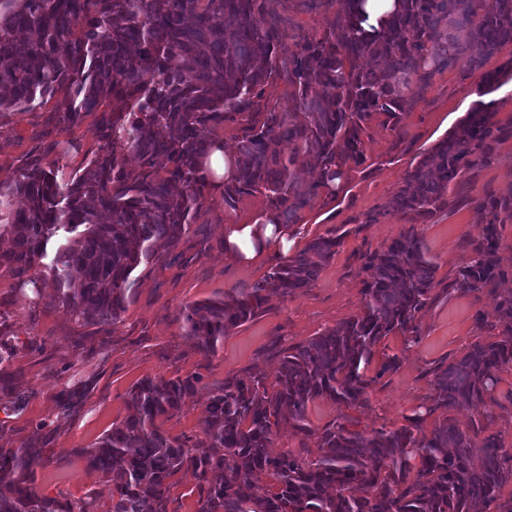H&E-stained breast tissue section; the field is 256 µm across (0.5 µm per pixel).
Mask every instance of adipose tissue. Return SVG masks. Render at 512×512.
Wrapping results in <instances>:
<instances>
[{
	"mask_svg": "<svg viewBox=\"0 0 512 512\" xmlns=\"http://www.w3.org/2000/svg\"><path fill=\"white\" fill-rule=\"evenodd\" d=\"M291 246L287 227L271 223L264 214L248 224L229 223L224 227L227 257L243 264L255 262L273 251L288 254Z\"/></svg>",
	"mask_w": 512,
	"mask_h": 512,
	"instance_id": "obj_1",
	"label": "adipose tissue"
}]
</instances>
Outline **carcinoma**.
Instances as JSON below:
<instances>
[{
    "mask_svg": "<svg viewBox=\"0 0 512 512\" xmlns=\"http://www.w3.org/2000/svg\"><path fill=\"white\" fill-rule=\"evenodd\" d=\"M365 2L0 0V112L31 111L62 92L53 119L68 128L112 99V112L98 119L101 145L82 172L47 169L37 155L0 181V236L11 239L10 249L0 251V268L25 279L56 239L62 245L49 265L56 299L85 326L114 325L132 300L137 269L155 260L159 247L177 248L197 223L208 185L202 158L219 141L218 130L237 140L225 207L261 195L272 223L290 224L318 199L334 196L333 181L366 162L375 119L403 138L400 115L423 99L435 74L462 60L480 69L512 44V0H397L372 32L361 26ZM295 7L322 16V31L290 34ZM473 47L479 54H470ZM368 59L382 68L365 67ZM511 74L512 60L483 73L478 95ZM273 81L287 85L290 110L263 100ZM495 117L492 102L476 101L457 129L406 172L389 207L409 227L364 257L362 314L280 350L269 386L255 376L225 379L211 394L202 439L192 443L162 428L199 376L146 377L131 386L128 414L77 450L88 471L112 482L106 512H167L175 476L184 470L197 479V512H486L500 500L512 482V456L493 436L475 448L450 413L481 404L490 419L497 373L512 367V289L502 288L512 269L500 257L512 191L470 200L480 232L470 241L472 261L447 291L490 294L496 306L492 316H477L487 337L431 372L426 412L447 417L428 433L422 414L370 433L333 422L322 429L312 461L272 450L281 427L308 431L310 401L361 407L370 385L399 369L398 357L386 355L375 376L366 375L377 345L391 334L417 332L419 314L437 298V264L416 225L459 203L450 185L469 181L512 137V124ZM300 156L316 160V180L298 179ZM16 198L23 208H13ZM342 240L332 229L270 266L246 291L185 306L177 316L183 334L202 355L215 354L224 335L265 311L267 292L290 296L310 287ZM24 347L0 320L3 394L12 392L7 368ZM87 392L88 382L78 381L61 408L75 410ZM52 438L43 423L21 446H0V512H96L90 494L62 500L32 487L36 469L51 461ZM262 476L270 483L259 496Z\"/></svg>",
    "mask_w": 512,
    "mask_h": 512,
    "instance_id": "obj_1",
    "label": "carcinoma"
}]
</instances>
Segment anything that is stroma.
I'll list each match as a JSON object with an SVG mask.
<instances>
[{"label":"stroma","mask_w":512,"mask_h":512,"mask_svg":"<svg viewBox=\"0 0 512 512\" xmlns=\"http://www.w3.org/2000/svg\"><path fill=\"white\" fill-rule=\"evenodd\" d=\"M479 80V72L463 66L435 75L423 100L402 117L404 138H397L380 122L372 123L366 163L349 172L335 199L317 201L292 226L299 249L331 228H346L348 234L336 255L310 287L288 297L271 295L264 313L229 331L213 356L196 351L193 341L183 336L176 316L185 305L223 298L262 279L274 255L240 264L224 254L226 222H252L266 207L262 196L242 198L229 213L222 194L209 193L201 216L204 234H184L177 253L162 254L137 271L134 298L114 325L87 327L75 321L66 307L53 301L52 282L43 272H35V284L23 285L0 269V314L20 340L44 345L43 351L25 349L16 357L13 385L25 402L12 415L0 412V446L7 448L29 439L40 422L55 427L51 444L55 462L37 470L36 492L72 500L91 492L100 504L109 503L111 484L89 472L75 451L89 447L125 416V395L136 381L147 376L200 375L196 393L164 424L171 435L195 438L202 433L210 393L225 378L258 374L273 381L280 348L306 343L361 314L365 303L361 255L380 250L398 237L404 222L400 215L387 212L388 202L419 153L455 127L476 100ZM58 104L54 97L32 111L0 114V180L16 175L37 153L42 154L44 167H54L58 153L42 151L53 141L76 144V151L67 158L70 169L87 164L99 145V115L91 113L77 126L62 128L50 120ZM511 187L512 138L500 144L495 159L458 193L475 198L488 188ZM375 211L380 214L378 223H366V215ZM417 231L428 257L438 266V279L447 282L469 262L468 242L477 237L479 226L472 207L461 204L438 214L431 223L418 225ZM37 287L42 290L38 296L33 293ZM494 307L488 295L478 299L441 295L421 312L414 341L396 334L377 346V353L397 355L401 364L395 373L369 387L364 406L349 408L329 399H314L306 410L308 433L281 430L273 439L274 451L290 450L304 459H315L322 428L347 417L365 431H390L405 425L407 417L429 403L431 369L484 339L475 314L493 312ZM74 366L83 370L92 386L83 404L68 414L60 409L58 396ZM498 377L495 395L499 405L486 433L474 434L473 441L482 444L485 434L491 433L512 454V368L502 370Z\"/></svg>","instance_id":"stroma-1"}]
</instances>
